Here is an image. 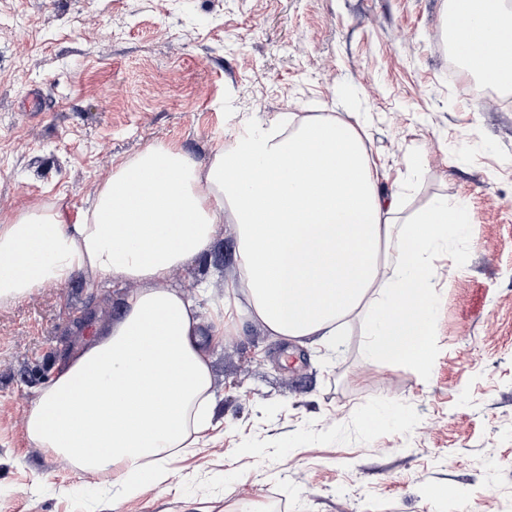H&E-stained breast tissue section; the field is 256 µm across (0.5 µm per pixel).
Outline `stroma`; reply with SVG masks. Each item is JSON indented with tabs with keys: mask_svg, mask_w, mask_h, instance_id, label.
<instances>
[{
	"mask_svg": "<svg viewBox=\"0 0 512 512\" xmlns=\"http://www.w3.org/2000/svg\"><path fill=\"white\" fill-rule=\"evenodd\" d=\"M446 0H0V213L68 216L119 164L174 144L208 164L241 121L359 117L380 189L409 210L465 199L475 222L440 251L426 370L363 359L237 318L210 350L221 424L168 484L114 503L34 447L25 419L135 283L82 277L0 304V512H512V92L467 98L449 72ZM235 226L169 286L202 318L237 279ZM383 401L403 424L368 430ZM461 493L436 507L428 492Z\"/></svg>",
	"mask_w": 512,
	"mask_h": 512,
	"instance_id": "35a3bbf8",
	"label": "stroma"
}]
</instances>
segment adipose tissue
<instances>
[{
	"label": "adipose tissue",
	"mask_w": 512,
	"mask_h": 512,
	"mask_svg": "<svg viewBox=\"0 0 512 512\" xmlns=\"http://www.w3.org/2000/svg\"><path fill=\"white\" fill-rule=\"evenodd\" d=\"M456 51L475 89L512 88V0H448ZM357 124L280 113L244 125L207 166L151 146L113 169L91 208L69 219L35 206L0 217V304L81 275L138 283L125 310L45 387L28 440L88 475L113 472L123 495L167 482L170 463L214 429L208 351L244 315L288 340L332 351L357 325L371 362L432 359L436 267L468 232L462 199L405 216L382 195ZM237 234L238 297L205 329L171 271Z\"/></svg>",
	"instance_id": "obj_1"
}]
</instances>
